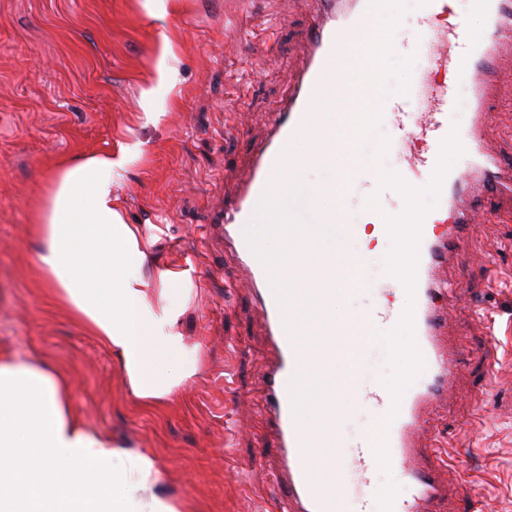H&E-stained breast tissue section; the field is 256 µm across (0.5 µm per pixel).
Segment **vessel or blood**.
Masks as SVG:
<instances>
[{
  "mask_svg": "<svg viewBox=\"0 0 512 512\" xmlns=\"http://www.w3.org/2000/svg\"><path fill=\"white\" fill-rule=\"evenodd\" d=\"M313 25L307 34V50L296 84L282 109L276 112L266 138L255 148L236 194L216 211L207 234L223 240L247 273L258 312L264 322L272 362L266 373L265 423L274 438L280 485L286 512H341L342 499L323 488L310 462L309 451L323 445V433L297 424L288 384L295 372L306 371L301 348L295 347L282 320L271 279L245 239L259 199L290 143L305 136L325 137L322 115L350 113L358 90L353 78L359 73L357 44L352 31H374L377 18L369 0H311ZM451 0H423L426 27L414 43L427 66L410 83L407 92L378 99L381 118L394 132L391 146L400 158L399 176L412 187L427 186L437 166L440 144L457 133L463 155L444 177L440 194L447 203L453 228L472 223L484 212L487 197L501 190L512 192V170L490 159L483 142V126L489 119L488 104L493 94L497 62L504 42H512V0H480L486 17L484 33H474L464 15H452ZM459 71L468 79L473 119L455 128L454 102L447 82L438 76ZM439 217L426 214L421 222L418 247L417 285L413 306L392 302L388 293L397 291L396 280L376 282L385 294L366 313L369 331L389 332L400 322L405 308H412L414 338L429 377L420 387L406 390L393 400L385 386L355 384V405L373 409L378 418H390L388 451L390 463L398 467L409 488L406 497L384 495L369 488L368 500L359 512H442L447 499L439 480L445 465L435 438L423 435L426 411L452 373L456 352L443 332L436 304L439 288L434 279L437 266L448 258V234L438 228ZM365 259L352 260L349 267H332L325 278L330 285L345 284L349 274L365 277ZM378 460L371 438L356 441L348 470L366 476Z\"/></svg>",
  "mask_w": 512,
  "mask_h": 512,
  "instance_id": "1",
  "label": "vessel or blood"
}]
</instances>
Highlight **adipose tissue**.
Here are the masks:
<instances>
[{"label":"adipose tissue","mask_w":512,"mask_h":512,"mask_svg":"<svg viewBox=\"0 0 512 512\" xmlns=\"http://www.w3.org/2000/svg\"><path fill=\"white\" fill-rule=\"evenodd\" d=\"M140 153L129 141L52 173L36 256L54 298L118 357L132 395L155 406L195 376L199 351L178 327L190 277L146 278L147 244L114 191ZM158 474L153 456L82 422L66 375L0 357V512H187L158 494Z\"/></svg>","instance_id":"ef3b65f1"}]
</instances>
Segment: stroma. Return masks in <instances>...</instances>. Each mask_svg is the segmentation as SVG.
<instances>
[{
	"label": "stroma",
	"instance_id": "stroma-1",
	"mask_svg": "<svg viewBox=\"0 0 512 512\" xmlns=\"http://www.w3.org/2000/svg\"><path fill=\"white\" fill-rule=\"evenodd\" d=\"M310 10L307 0H177L160 18L145 0H0V353L65 373L83 421L153 455L159 488L191 512H276L280 500L260 417L264 324L237 263L205 227L298 78ZM425 23L421 0H406L394 55L414 56L418 70L425 59L412 45ZM164 32L173 54L160 85ZM491 113L485 146L512 168V47L498 62ZM131 140L142 153L117 179L124 216L153 266L189 274L180 330L202 354L178 398L152 409L52 300L35 262L49 173ZM511 207L455 234L439 270L452 296L437 305L458 349L450 387L428 414L430 432L458 452L447 512H512ZM376 419L366 407L342 414L336 448L313 451L319 480L347 465V442L373 435Z\"/></svg>",
	"mask_w": 512,
	"mask_h": 512
}]
</instances>
